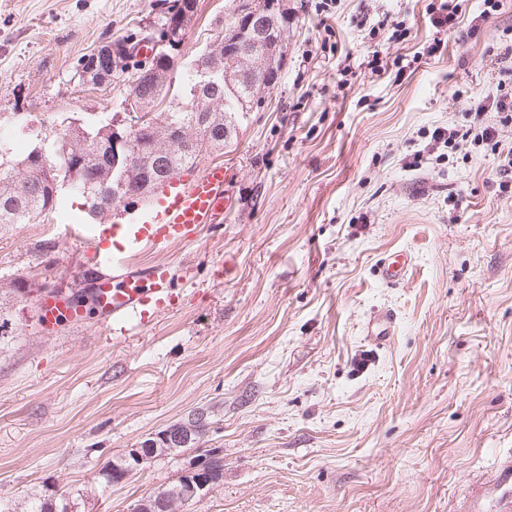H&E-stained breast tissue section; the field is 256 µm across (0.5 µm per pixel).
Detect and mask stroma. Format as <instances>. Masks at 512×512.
<instances>
[{
	"mask_svg": "<svg viewBox=\"0 0 512 512\" xmlns=\"http://www.w3.org/2000/svg\"><path fill=\"white\" fill-rule=\"evenodd\" d=\"M458 2L444 35L442 0H282L286 60L265 106L191 171L223 164L229 206L195 242L134 259L170 264L179 308L143 330L96 312L47 330L31 298L0 308V499L134 512L188 453L114 487L98 470L203 411L199 447L223 456L224 482L179 512H460L480 485L495 512L512 456V196L489 146L445 157L431 135L499 96L512 0L473 35L483 2ZM154 3L0 0V132L119 111L127 77L92 86L75 68L157 21ZM238 4L198 0L181 62ZM85 210L72 193L41 223L0 226V282L103 279L94 226L69 233ZM399 252L413 265L389 288L375 266ZM381 309L398 328L375 347L361 328ZM75 503L64 494L59 496H39L32 498L27 507V512H73Z\"/></svg>",
	"mask_w": 512,
	"mask_h": 512,
	"instance_id": "obj_1",
	"label": "stroma"
}]
</instances>
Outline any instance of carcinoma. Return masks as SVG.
I'll return each instance as SVG.
<instances>
[{
    "label": "carcinoma",
    "mask_w": 512,
    "mask_h": 512,
    "mask_svg": "<svg viewBox=\"0 0 512 512\" xmlns=\"http://www.w3.org/2000/svg\"><path fill=\"white\" fill-rule=\"evenodd\" d=\"M285 12L278 10L268 25L269 56L251 57L232 52L222 59L229 83L219 94L224 97L221 118L203 124L196 113L184 109L196 96L206 97L209 90L199 86L197 61L179 66L181 90L178 97L165 105L164 111L154 114L156 129L151 138L139 145V165L126 170L114 162L112 155L113 129L124 128L125 112H106L98 117L69 116L61 122H40V127L28 129L29 147L23 153L14 151L12 144L0 139V224H29L44 212L50 213L62 204L65 191L82 195L89 204L88 216L103 220L112 215V183L126 180L134 190L138 183L151 181L150 190L162 187L168 179L196 165L205 152L222 149L233 135L240 112L259 105L267 89L266 83L248 80L250 75L273 77L285 60L282 44ZM167 61L158 59L150 69L151 78L144 79L141 109L151 110L152 77H163L168 72ZM93 182L87 189L86 182ZM49 287L48 282L15 280L9 290L20 297ZM206 425L190 435L181 424L167 428L172 438L168 454L180 452L195 444L205 433ZM204 461L202 473L207 488L190 489L185 475L168 486H160L136 508L150 512H167L208 494L224 482V460L216 449H204L192 456L188 464ZM74 502L61 494L39 496L28 503L27 512H73Z\"/></svg>",
    "instance_id": "obj_1"
}]
</instances>
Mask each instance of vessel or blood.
<instances>
[{
	"label": "vessel or blood",
	"mask_w": 512,
	"mask_h": 512,
	"mask_svg": "<svg viewBox=\"0 0 512 512\" xmlns=\"http://www.w3.org/2000/svg\"><path fill=\"white\" fill-rule=\"evenodd\" d=\"M226 190L224 167L216 163L191 183L171 180L158 205L137 223L100 225L97 244L103 249L101 260L112 269V282L101 289L99 296V311L105 322L145 328L157 315L177 308L179 295L172 285L169 264L137 266L131 258L144 250L161 252L194 242L203 226L222 213ZM411 264L412 258L406 254L383 260L377 278L386 286L397 285ZM396 325L392 310H379L366 321L362 334L369 343L383 345L394 336ZM495 485L500 490L498 512H512L511 458L498 469Z\"/></svg>",
	"instance_id": "obj_1"
}]
</instances>
